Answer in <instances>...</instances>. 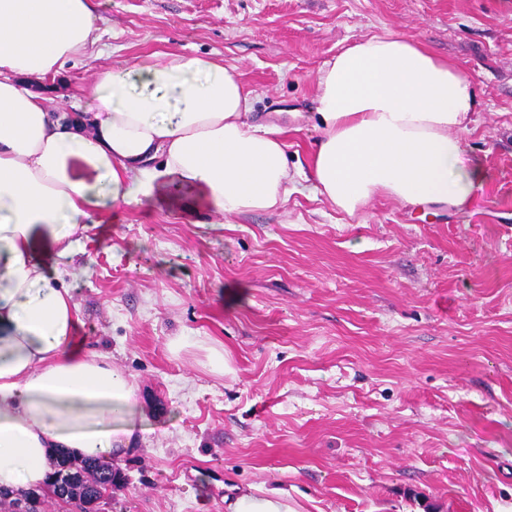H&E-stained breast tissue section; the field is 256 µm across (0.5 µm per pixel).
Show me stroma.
I'll use <instances>...</instances> for the list:
<instances>
[{"mask_svg":"<svg viewBox=\"0 0 512 512\" xmlns=\"http://www.w3.org/2000/svg\"><path fill=\"white\" fill-rule=\"evenodd\" d=\"M102 37L53 80L156 53L236 68L249 121L309 166L317 75L399 35L460 63L485 180L462 212L309 191L275 212L113 204L66 279L87 347L135 383L139 441L101 512H512V0H98ZM224 351L215 372L208 350ZM229 512H297L288 494L277 487L253 488L228 504Z\"/></svg>","mask_w":512,"mask_h":512,"instance_id":"obj_1","label":"stroma"}]
</instances>
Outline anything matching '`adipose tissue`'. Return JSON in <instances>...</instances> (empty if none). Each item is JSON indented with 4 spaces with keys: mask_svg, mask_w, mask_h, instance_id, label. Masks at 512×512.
<instances>
[{
    "mask_svg": "<svg viewBox=\"0 0 512 512\" xmlns=\"http://www.w3.org/2000/svg\"><path fill=\"white\" fill-rule=\"evenodd\" d=\"M94 0H0V490L37 491L52 459L111 463L135 438V388L77 342L65 277L110 204L165 189L183 208L274 212L293 182L283 128L248 121L235 68L156 56L100 69L77 113L28 87L98 39ZM316 193L352 214L377 193L464 211L483 184L464 167L479 101L463 67L396 35L342 50L318 81ZM229 512H296L276 487Z\"/></svg>",
    "mask_w": 512,
    "mask_h": 512,
    "instance_id": "adipose-tissue-1",
    "label": "adipose tissue"
}]
</instances>
